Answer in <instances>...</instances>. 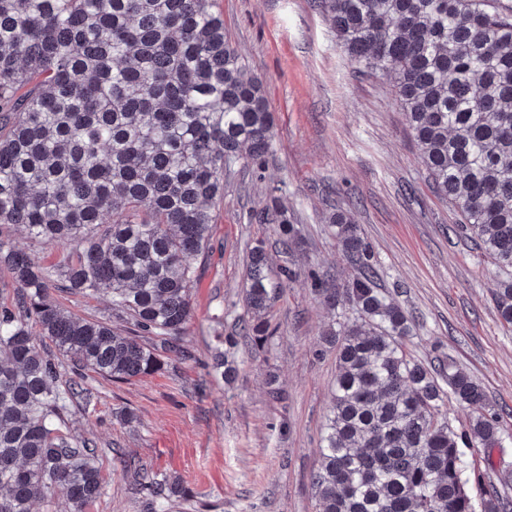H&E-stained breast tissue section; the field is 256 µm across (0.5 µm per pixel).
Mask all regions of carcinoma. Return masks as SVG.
<instances>
[{"label":"carcinoma","instance_id":"carcinoma-1","mask_svg":"<svg viewBox=\"0 0 512 512\" xmlns=\"http://www.w3.org/2000/svg\"><path fill=\"white\" fill-rule=\"evenodd\" d=\"M218 0H0V266L13 281L0 304V512L42 501L88 512L100 496L96 443L61 431L70 406L90 398L72 372L128 380L157 373L191 318L196 261L209 249L224 171L263 164L274 119L261 79L224 33ZM360 71L393 77L438 195L458 229L502 277L496 307L512 325V9L493 0H320ZM259 218L297 230L276 198ZM330 223L356 270L320 285L356 317L336 346L332 408L313 475L319 512H498L495 489L475 498L460 446L502 442L483 410L457 433L448 396L485 404L481 385L450 360L426 367L406 350L412 316L379 287L358 226ZM17 225L40 244L73 250L51 267L15 249ZM59 294L112 295L132 325L71 315ZM275 297L265 245L250 249L244 302L263 343ZM61 359L42 353L32 325ZM155 500L179 496L150 472ZM64 502H57L58 493Z\"/></svg>","mask_w":512,"mask_h":512}]
</instances>
